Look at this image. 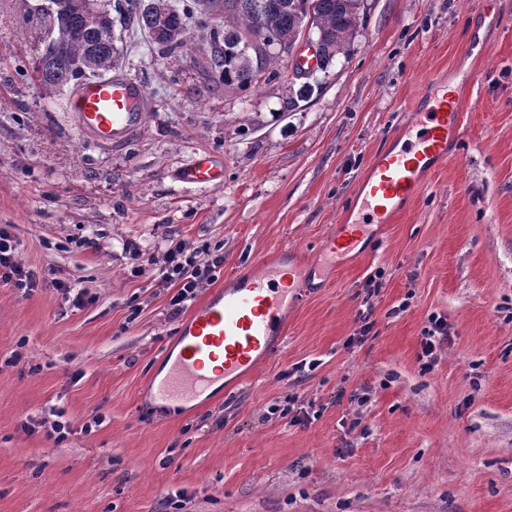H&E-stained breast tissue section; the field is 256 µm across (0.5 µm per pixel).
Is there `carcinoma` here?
Instances as JSON below:
<instances>
[{
    "label": "carcinoma",
    "mask_w": 512,
    "mask_h": 512,
    "mask_svg": "<svg viewBox=\"0 0 512 512\" xmlns=\"http://www.w3.org/2000/svg\"><path fill=\"white\" fill-rule=\"evenodd\" d=\"M158 0H63L69 39L63 45L44 42L33 71L47 89H61L79 82L105 77L119 61L115 44L114 20L132 19L143 33L155 32L148 44L167 55L193 52V29L211 31L210 56L219 66L225 92L246 91L280 80L285 58L261 48L241 51L242 38L261 31L273 43L292 44L309 8H314L316 28L321 38L316 69L323 74L347 57L348 47L361 24L360 0H186L180 5L166 0L161 13ZM224 14V25L214 23L213 15ZM117 18H112V15ZM24 19L47 32L53 25L51 13L25 10ZM318 81L295 85L290 82L284 108L293 112L308 102Z\"/></svg>",
    "instance_id": "cac0c4a2"
}]
</instances>
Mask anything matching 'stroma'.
I'll return each mask as SVG.
<instances>
[{
	"label": "stroma",
	"instance_id": "stroma-1",
	"mask_svg": "<svg viewBox=\"0 0 512 512\" xmlns=\"http://www.w3.org/2000/svg\"><path fill=\"white\" fill-rule=\"evenodd\" d=\"M360 14L347 60L293 112L284 79L225 92L209 31L166 56L117 27L149 110L103 145L70 92L36 81L38 33L0 0V225L30 268L97 296L77 309L0 285V512H168L178 494L182 512H512V0ZM468 69L447 160L361 254L296 284L270 358L191 403L148 394L182 322L153 269L132 275L127 243L221 248L215 290L284 251L315 266L432 77ZM202 153L223 185L178 180ZM433 315L450 340L425 372ZM292 397L314 416L285 415ZM53 413L71 429L59 446L40 425Z\"/></svg>",
	"mask_w": 512,
	"mask_h": 512
}]
</instances>
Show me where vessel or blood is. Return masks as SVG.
<instances>
[{
  "instance_id": "1",
  "label": "vessel or blood",
  "mask_w": 512,
  "mask_h": 512,
  "mask_svg": "<svg viewBox=\"0 0 512 512\" xmlns=\"http://www.w3.org/2000/svg\"><path fill=\"white\" fill-rule=\"evenodd\" d=\"M147 105L142 84L115 74L85 82L70 110L82 132L109 143L139 126ZM407 125L414 128V135L402 147L378 151L359 187L371 223H392L419 198L435 166L447 159L448 146L462 126L457 91H441L426 111L412 113ZM180 178L192 185L217 186L224 182V166L201 155L181 170ZM359 240L357 226L340 224L324 251L332 257L345 255ZM298 274V267L291 264H265L196 307L178 333V353L167 375L151 383L155 397L193 399L219 379L238 380L253 372L259 358L271 355L273 338L285 330L288 296Z\"/></svg>"
}]
</instances>
